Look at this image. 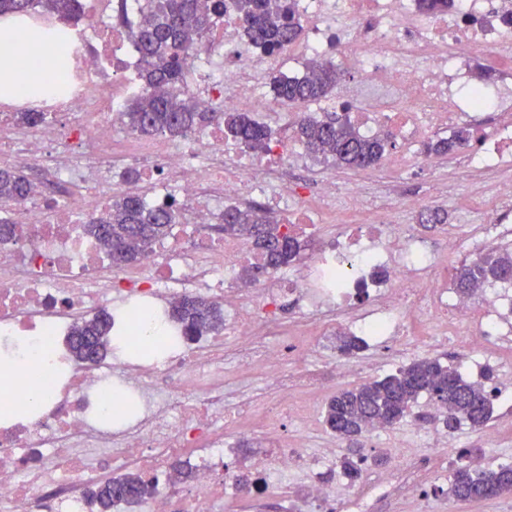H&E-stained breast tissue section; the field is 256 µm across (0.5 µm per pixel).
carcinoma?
<instances>
[{"label":"carcinoma","instance_id":"obj_1","mask_svg":"<svg viewBox=\"0 0 512 512\" xmlns=\"http://www.w3.org/2000/svg\"><path fill=\"white\" fill-rule=\"evenodd\" d=\"M242 22L245 39L268 53L286 49L299 36L301 24L295 0H233ZM37 7L62 19H76L81 0H0V16L26 13ZM224 16V0H146L142 18L132 33L139 52V77L145 93L126 105L121 118L128 128L141 135L182 138L216 120L224 132L245 148L263 153L272 142L271 128L248 112H208L200 109L184 89V60L189 34H203ZM300 77L275 75L270 86L283 102L317 101L328 95L340 79L336 65L311 60ZM296 138L308 154L349 169H365L377 164L386 152L388 140L363 136L352 122L348 108L326 112L320 117L305 116L297 121ZM470 129L459 128L447 138L427 145V154L445 156L472 146ZM30 182L20 171L0 166V201L20 202L28 194ZM182 209L174 201L149 207L142 198L125 193L112 199L99 217L85 225L121 267L134 264L152 243L163 239L172 225L180 223ZM224 233L250 241L259 258L243 268L245 279L267 269L291 265L302 250L299 230L272 218L263 208L248 206L224 210ZM512 268V246L487 249L463 261L457 268L454 287L470 295L486 284L508 283ZM184 335L206 336L224 323L220 307L199 297H183L169 311ZM112 314L102 311L94 318L73 325L70 351L79 361L94 349L98 359L106 356L114 329ZM338 349L346 354L360 351L364 341L353 335L337 334ZM426 395L438 404L450 429L465 421L482 427L492 414V394L481 383L464 379L455 370L434 358L418 359L380 380L337 391L328 400L324 419L337 438L356 441L374 422L392 426L400 422L418 399ZM491 483L502 486V494H512V465L496 468L461 464L453 469L448 495L461 501H478ZM154 481L139 471L110 477L95 485L92 497L100 512L118 505L131 507L150 495Z\"/></svg>","mask_w":512,"mask_h":512}]
</instances>
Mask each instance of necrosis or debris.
<instances>
[{"instance_id":"4bbe7bcc","label":"necrosis or debris","mask_w":512,"mask_h":512,"mask_svg":"<svg viewBox=\"0 0 512 512\" xmlns=\"http://www.w3.org/2000/svg\"><path fill=\"white\" fill-rule=\"evenodd\" d=\"M93 22L72 27L78 43L70 86L47 98L41 109L50 121L31 128L15 126L12 108L0 107V141L16 147L29 161L46 163L59 176L79 182L80 196L68 203L47 199L40 186L17 203L16 236L0 244V336H25L32 345L50 341L60 369L31 417L0 421V512H95L91 491L96 472L128 469L167 470L166 483L152 497L149 512H168L170 498L186 499L187 512H222L225 494L239 488L233 473L217 476L231 441L224 434V374L261 371L287 391L293 377L309 376L313 347L269 344L279 322L269 300L293 297L308 324L333 321L355 336L377 340L405 330L409 314L450 324H479L478 343L512 344V290L479 289L461 297L448 282L440 254L456 250L444 238L432 250L408 226L382 214L368 224L341 233L335 244L319 249L301 267L274 273L268 288L247 289L241 268L250 244L225 238L202 249L180 244V235L142 253L137 264L113 270L84 226L98 216L113 192L112 158L119 151L112 122L139 90L129 32L111 25L109 0H97ZM302 32L280 54H265L245 41L232 6L224 8V26L192 38L185 60V88L211 112L272 114L291 111L288 103L264 92L269 72L289 60L352 58L358 85H337L321 110L348 104L366 136L391 130L406 147L390 153L385 164L405 166L421 158L420 141L448 130L473 112H490L493 130L468 156L475 169L512 165V0H448L438 12L421 0H298ZM95 51H88L89 37ZM481 63L500 78L486 100L472 97L477 84L470 71ZM214 125L179 143L141 148L149 163L141 169L156 198L175 191L187 205L184 222L192 231L210 224L218 200L231 203L264 195L272 213L287 224L308 227L312 211L297 205L287 180L260 168L234 170L208 159V146L222 137ZM126 300L165 316L170 303L184 296L224 300V335L193 342L176 336L167 356L142 365L117 355L95 365L73 360L68 352L72 324L111 308L113 289ZM241 340L235 351L225 339ZM294 370H287V362ZM137 398L138 413L113 422L109 388ZM277 442L273 452L254 458L257 481L284 480L304 473L309 494L322 500L328 491L306 469L283 426L300 422L304 411L280 398L269 411ZM191 450L193 478L183 481L174 469L178 451ZM421 476L397 468L368 485L356 502L368 512L371 498L402 495L422 484Z\"/></svg>"}]
</instances>
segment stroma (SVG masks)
I'll return each instance as SVG.
<instances>
[{
  "mask_svg": "<svg viewBox=\"0 0 512 512\" xmlns=\"http://www.w3.org/2000/svg\"><path fill=\"white\" fill-rule=\"evenodd\" d=\"M286 175L294 189L304 193V205L311 207L317 217L310 235L304 240L301 257L305 260L332 240L337 232L369 222L368 212L349 209L345 204L351 187L361 183L369 185L378 199L391 207L394 223L414 225L418 237L430 247H437L445 236H456L461 248L449 256V268H456L460 260L475 256L496 243L495 238L484 230L485 225L494 221L492 188L496 177L468 170L458 154L424 157L408 174L383 164L360 170L338 168L333 163L314 160L302 151L296 162L289 165ZM327 179L336 183L335 202L329 206L324 205L319 193L321 184ZM430 208L447 213L446 223L436 226L421 223V214ZM298 315V305L289 300L283 302L278 312L281 324L290 334L320 350L316 360L322 372L320 382L313 391L300 390L292 395L297 402L312 403L315 422L310 426L295 423L288 427L289 436L298 437L308 450L331 445L335 447L337 457L350 455L361 459L362 479L366 482L390 471L400 460L407 461L414 469L432 465L450 472L459 463V453L468 448L477 449L487 467L498 466L505 458H512V407L500 402L495 403L486 427L475 429L464 423L450 432L442 415L432 412L427 399L422 398L410 415L391 427L388 435L366 434L358 448L338 440L323 421L325 403L337 390L383 378L421 358L439 359L457 369L465 379L477 380V373L470 368L475 352L467 340L468 330L437 321L421 323L412 320L406 335L392 337L379 348L370 345L357 354L345 355L336 347L333 328L303 324ZM276 398V393L266 390L261 373L248 377L225 373V412H232L239 405L247 410L246 417L226 429L236 445L234 455L228 461L231 468L245 470L249 459L267 451L271 443L266 431L267 405ZM419 423L432 432L447 434V447L424 445L412 449L411 430ZM321 479L330 485L343 486V494L323 503L312 502L302 476H295L288 490L294 497L296 512H351L350 502L358 495L359 485H347L336 465L323 469ZM372 512H512V495L480 504H461L449 498L447 481L435 476L424 493L411 498L378 499Z\"/></svg>",
  "mask_w": 512,
  "mask_h": 512,
  "instance_id": "1",
  "label": "stroma"
}]
</instances>
